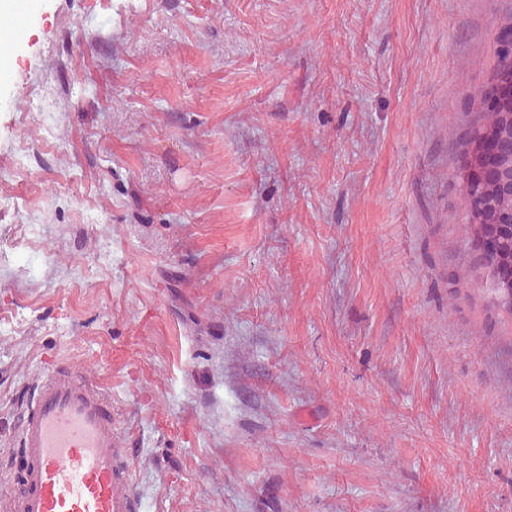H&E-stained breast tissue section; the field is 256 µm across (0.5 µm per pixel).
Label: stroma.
I'll list each match as a JSON object with an SVG mask.
<instances>
[{
    "instance_id": "35a3bbf8",
    "label": "stroma",
    "mask_w": 512,
    "mask_h": 512,
    "mask_svg": "<svg viewBox=\"0 0 512 512\" xmlns=\"http://www.w3.org/2000/svg\"><path fill=\"white\" fill-rule=\"evenodd\" d=\"M40 3L0 16V498L69 363L140 512H512L460 174L512 0Z\"/></svg>"
}]
</instances>
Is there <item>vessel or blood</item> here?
Returning <instances> with one entry per match:
<instances>
[{
    "instance_id": "1",
    "label": "vessel or blood",
    "mask_w": 512,
    "mask_h": 512,
    "mask_svg": "<svg viewBox=\"0 0 512 512\" xmlns=\"http://www.w3.org/2000/svg\"><path fill=\"white\" fill-rule=\"evenodd\" d=\"M28 459L0 512H139L126 449L98 382L62 364L43 376L18 432Z\"/></svg>"
}]
</instances>
